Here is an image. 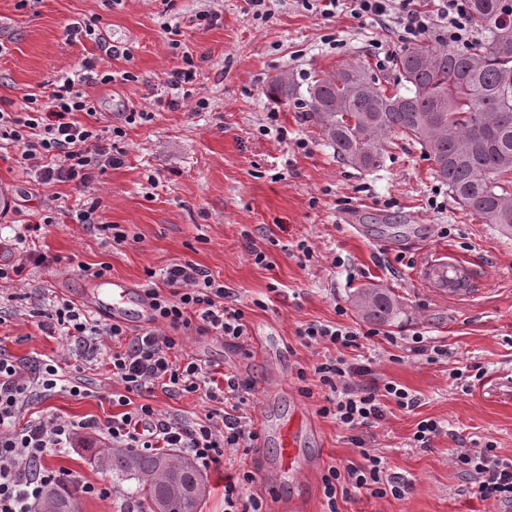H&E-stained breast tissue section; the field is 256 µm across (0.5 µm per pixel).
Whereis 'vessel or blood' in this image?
<instances>
[{
  "instance_id": "vessel-or-blood-1",
  "label": "vessel or blood",
  "mask_w": 512,
  "mask_h": 512,
  "mask_svg": "<svg viewBox=\"0 0 512 512\" xmlns=\"http://www.w3.org/2000/svg\"><path fill=\"white\" fill-rule=\"evenodd\" d=\"M464 261L452 256H438L422 268L423 279L440 292H448L460 272L466 270ZM83 301L95 312L107 315L112 321L121 323L149 324L153 311L143 293L133 290L131 284L122 280H96L86 289ZM306 422L295 417L283 429L280 437V454L285 468L294 469L298 463L296 439Z\"/></svg>"
}]
</instances>
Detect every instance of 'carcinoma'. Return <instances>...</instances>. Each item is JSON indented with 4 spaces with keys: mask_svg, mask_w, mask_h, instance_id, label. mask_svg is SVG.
Instances as JSON below:
<instances>
[{
    "mask_svg": "<svg viewBox=\"0 0 512 512\" xmlns=\"http://www.w3.org/2000/svg\"><path fill=\"white\" fill-rule=\"evenodd\" d=\"M471 24L485 35L466 51L437 42L404 50L395 66L406 92L390 88L369 64L344 60L318 70L306 87L310 118L336 151L361 170H376L400 139L414 142L432 162L454 203L512 233V20L502 0H467ZM294 82L277 77L268 93L288 99ZM356 305L374 321L399 314L382 288H360ZM93 460L112 473L143 512H200L204 484L193 463L168 452L93 451ZM47 512H80V493L70 485L45 491Z\"/></svg>",
    "mask_w": 512,
    "mask_h": 512,
    "instance_id": "obj_1",
    "label": "carcinoma"
}]
</instances>
